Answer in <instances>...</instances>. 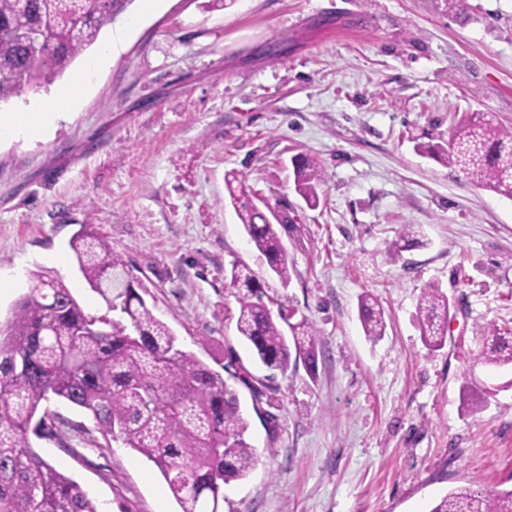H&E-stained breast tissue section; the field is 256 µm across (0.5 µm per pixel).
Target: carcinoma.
<instances>
[{
	"instance_id": "1",
	"label": "carcinoma",
	"mask_w": 512,
	"mask_h": 512,
	"mask_svg": "<svg viewBox=\"0 0 512 512\" xmlns=\"http://www.w3.org/2000/svg\"><path fill=\"white\" fill-rule=\"evenodd\" d=\"M133 0H0V102L25 87L40 88L62 75L93 45L100 31ZM431 155L465 172L478 186L512 200V128L484 117L460 123ZM295 186L311 206L318 203L321 170L304 158L294 160ZM249 244L265 261L259 275L244 263L229 272L235 328L255 360L284 374L315 363L316 330L308 319L292 321L283 308L272 309L271 282H290L288 258L279 228L288 218L258 206L245 178L226 180ZM391 258L410 247H424V234L404 226ZM79 270L100 294L112 293L110 310L119 319L85 312L59 278L34 272V285L0 326V512H100L78 482L49 464L31 439H57L67 422L47 407L53 399L86 410L95 431L120 437L123 444L152 462L178 505V512H223L225 486L240 481L258 464L249 442L237 385L255 404L270 401L273 376L261 380L227 349L223 372L178 345L140 294L130 262L84 225L70 241ZM448 297L437 286L423 290L417 321L424 344L443 348L448 335ZM365 336L385 335L377 299L359 301ZM486 336L479 361L512 367V336L496 327ZM430 512H512V488L478 496L457 487Z\"/></svg>"
}]
</instances>
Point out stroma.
Instances as JSON below:
<instances>
[{
    "label": "stroma",
    "instance_id": "1",
    "mask_svg": "<svg viewBox=\"0 0 512 512\" xmlns=\"http://www.w3.org/2000/svg\"><path fill=\"white\" fill-rule=\"evenodd\" d=\"M52 103L43 139L0 141L1 324L41 270L107 313L69 246L90 224L185 349L218 371L234 347L263 377L224 310L232 262L262 268L225 173L290 219L291 279L271 294L314 324L316 368L276 375L273 437L241 390L252 445L275 455L225 488L224 512H429L457 487H512V370L478 359L481 326L512 329V200L417 150L476 113L512 127V0H133L49 89L0 110ZM298 155L323 171L317 207L295 189ZM407 224L427 244L390 260ZM431 285L450 300L437 351L416 320ZM364 293L384 311L376 343ZM34 446L103 512H177L121 439ZM359 310L365 336L374 343L378 342L385 335L386 322L377 299L363 295L359 301Z\"/></svg>",
    "mask_w": 512,
    "mask_h": 512
}]
</instances>
